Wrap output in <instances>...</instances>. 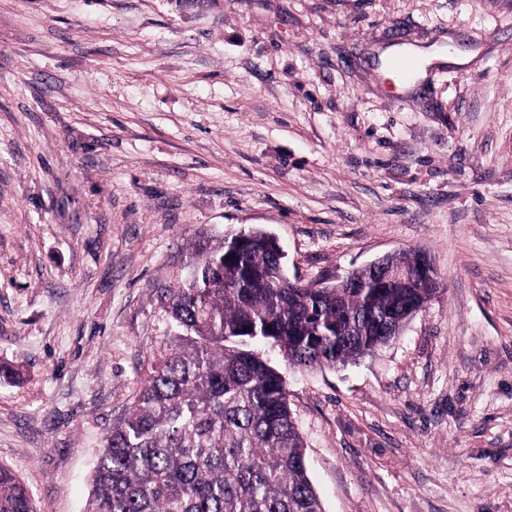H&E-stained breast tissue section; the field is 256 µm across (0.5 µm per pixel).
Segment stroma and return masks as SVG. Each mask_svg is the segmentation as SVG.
<instances>
[{"label": "stroma", "instance_id": "stroma-1", "mask_svg": "<svg viewBox=\"0 0 512 512\" xmlns=\"http://www.w3.org/2000/svg\"><path fill=\"white\" fill-rule=\"evenodd\" d=\"M392 44L464 52L413 87ZM431 260L402 335L284 370L324 512H512V0H0V466L81 512L201 236Z\"/></svg>", "mask_w": 512, "mask_h": 512}]
</instances>
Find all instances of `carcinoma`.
Wrapping results in <instances>:
<instances>
[{"label":"carcinoma","instance_id":"cac0c4a2","mask_svg":"<svg viewBox=\"0 0 512 512\" xmlns=\"http://www.w3.org/2000/svg\"><path fill=\"white\" fill-rule=\"evenodd\" d=\"M246 234L235 249L198 245L188 280L166 289L178 333L106 435L83 512H324L284 378L250 345L269 344L293 369L345 364L397 338L438 282L292 287L270 234ZM391 262L415 269L426 257ZM0 512H35L1 466Z\"/></svg>","mask_w":512,"mask_h":512}]
</instances>
